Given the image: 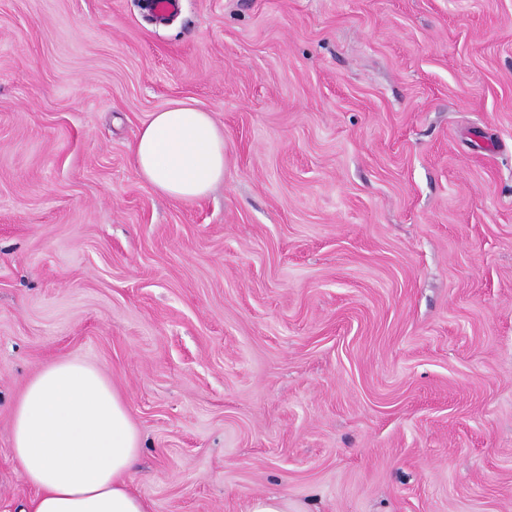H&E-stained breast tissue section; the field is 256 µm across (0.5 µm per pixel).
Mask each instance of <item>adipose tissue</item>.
<instances>
[{"mask_svg": "<svg viewBox=\"0 0 512 512\" xmlns=\"http://www.w3.org/2000/svg\"><path fill=\"white\" fill-rule=\"evenodd\" d=\"M131 163L164 196L203 198L224 179V131L209 112L174 102L144 124ZM140 448L122 400L85 363L54 362L13 406V455L35 491L27 512H149L130 486Z\"/></svg>", "mask_w": 512, "mask_h": 512, "instance_id": "adipose-tissue-1", "label": "adipose tissue"}]
</instances>
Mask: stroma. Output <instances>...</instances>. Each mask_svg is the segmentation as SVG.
I'll list each match as a JSON object with an SVG mask.
<instances>
[{
    "mask_svg": "<svg viewBox=\"0 0 512 512\" xmlns=\"http://www.w3.org/2000/svg\"><path fill=\"white\" fill-rule=\"evenodd\" d=\"M177 100L194 201L130 161ZM62 358L150 512H512V0H0V512ZM131 163L164 196L203 198L224 180V130L210 112L191 102H174L144 124Z\"/></svg>",
    "mask_w": 512,
    "mask_h": 512,
    "instance_id": "stroma-1",
    "label": "stroma"
}]
</instances>
